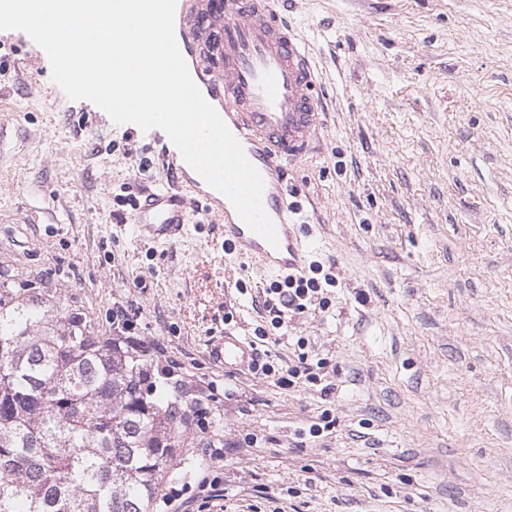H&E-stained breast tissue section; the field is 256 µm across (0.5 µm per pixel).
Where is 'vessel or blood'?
<instances>
[{
	"label": "vessel or blood",
	"instance_id": "1",
	"mask_svg": "<svg viewBox=\"0 0 512 512\" xmlns=\"http://www.w3.org/2000/svg\"><path fill=\"white\" fill-rule=\"evenodd\" d=\"M274 0H193L177 44L183 57L207 60L195 82L220 115L264 180L263 206L275 224L270 245L234 214L230 202L211 196L207 209L224 217V244L230 252L277 276L305 270L310 246L295 221L298 207L282 185V165L303 157L317 134L320 113L316 76L304 40L280 21ZM195 200L168 188L145 192L136 222L155 238L180 236L199 211ZM224 366L249 365V342L228 335L210 351Z\"/></svg>",
	"mask_w": 512,
	"mask_h": 512
}]
</instances>
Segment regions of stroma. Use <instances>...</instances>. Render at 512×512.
I'll use <instances>...</instances> for the list:
<instances>
[{
  "label": "stroma",
  "instance_id": "obj_1",
  "mask_svg": "<svg viewBox=\"0 0 512 512\" xmlns=\"http://www.w3.org/2000/svg\"><path fill=\"white\" fill-rule=\"evenodd\" d=\"M278 12L319 74L313 149L284 172L313 260L337 281L305 337L329 399L209 356L266 319L270 277L224 248L218 219L172 240L119 205L165 181L159 130L71 100L45 52L0 31V286L43 289L100 336L138 317L209 428L161 484L183 512L207 464L213 512H512V0H289ZM233 322H225V312ZM333 430L308 436L324 410Z\"/></svg>",
  "mask_w": 512,
  "mask_h": 512
}]
</instances>
